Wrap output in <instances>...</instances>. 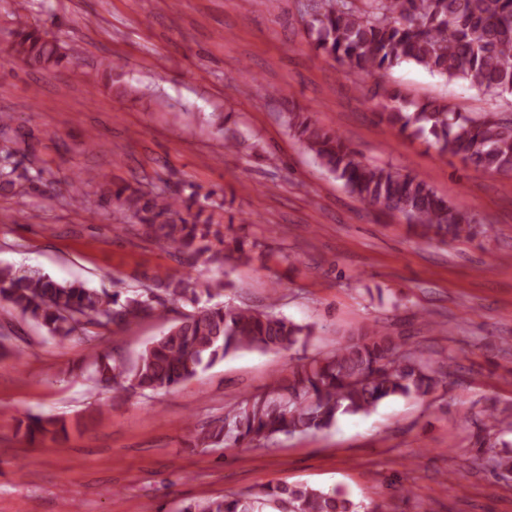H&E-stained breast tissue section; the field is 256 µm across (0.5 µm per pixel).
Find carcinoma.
<instances>
[{
	"label": "carcinoma",
	"instance_id": "carcinoma-1",
	"mask_svg": "<svg viewBox=\"0 0 512 512\" xmlns=\"http://www.w3.org/2000/svg\"><path fill=\"white\" fill-rule=\"evenodd\" d=\"M305 28L316 50L346 67L352 76H372L368 90L382 119L408 136H431L440 152L461 158L478 170L512 173V113L462 112L449 102L412 100L388 88L381 73L404 62L447 80H464L492 99L512 97V0H314ZM11 55L50 72L68 58L69 49L47 32L18 20ZM288 129L314 158L343 182L363 204L402 216L421 229V237L441 242L471 233L476 223L461 204L439 196L423 177L365 163L338 134L326 131L302 112H286ZM19 150L0 148V190L14 192L40 181L42 170L20 167ZM89 172L72 175L69 199L81 202ZM112 205L152 233L162 250H172L190 272L177 280L122 293L97 291L80 282H59L33 267H0V299L18 314L66 340L91 328L109 331L145 318H161L171 306L192 310L127 362L97 356L87 378L112 389H174L200 368L240 351H290L306 345L313 328L289 320L272 301L262 308L241 306L219 297L231 287L223 280L192 276L198 265L224 264L227 256L249 260L257 241L227 236L214 220L224 207L209 192L188 195L164 187L145 191L130 184L112 189ZM445 366L385 326L374 324L336 343V348L292 366L263 393L229 406L224 417L195 437L201 448L266 445L282 437L327 430L344 414H368L383 401L427 397L445 382ZM484 420L500 432H512V414L497 408ZM67 435L62 420L29 415L25 435L35 442ZM472 464L512 473V451L498 448L490 434L475 435ZM361 506L341 491L308 485H264L246 494L190 503L178 512H359Z\"/></svg>",
	"mask_w": 512,
	"mask_h": 512
}]
</instances>
